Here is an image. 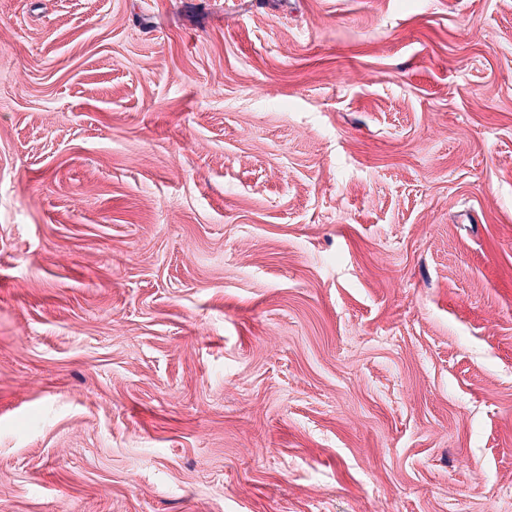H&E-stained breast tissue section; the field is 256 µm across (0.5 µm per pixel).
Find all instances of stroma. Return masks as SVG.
Segmentation results:
<instances>
[{
	"label": "stroma",
	"instance_id": "obj_1",
	"mask_svg": "<svg viewBox=\"0 0 512 512\" xmlns=\"http://www.w3.org/2000/svg\"><path fill=\"white\" fill-rule=\"evenodd\" d=\"M0 512H512V0H0Z\"/></svg>",
	"mask_w": 512,
	"mask_h": 512
}]
</instances>
